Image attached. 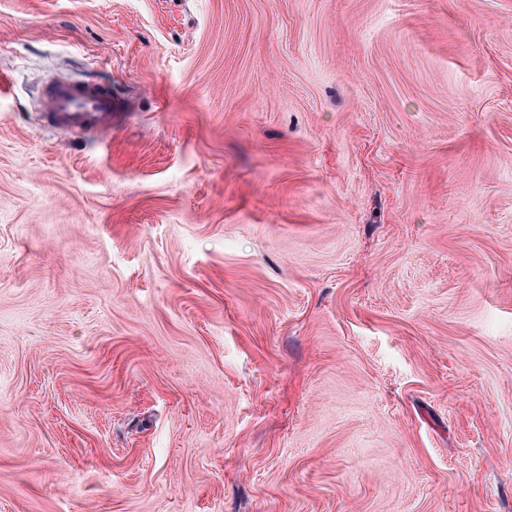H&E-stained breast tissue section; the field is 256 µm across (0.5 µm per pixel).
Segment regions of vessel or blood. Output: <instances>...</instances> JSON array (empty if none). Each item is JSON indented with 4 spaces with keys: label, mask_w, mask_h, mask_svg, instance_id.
<instances>
[{
    "label": "vessel or blood",
    "mask_w": 512,
    "mask_h": 512,
    "mask_svg": "<svg viewBox=\"0 0 512 512\" xmlns=\"http://www.w3.org/2000/svg\"><path fill=\"white\" fill-rule=\"evenodd\" d=\"M41 105L52 124L71 132L104 126L126 110L111 93L65 79L46 83Z\"/></svg>",
    "instance_id": "1"
}]
</instances>
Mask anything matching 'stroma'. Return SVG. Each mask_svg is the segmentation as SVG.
Masks as SVG:
<instances>
[{"mask_svg": "<svg viewBox=\"0 0 512 512\" xmlns=\"http://www.w3.org/2000/svg\"><path fill=\"white\" fill-rule=\"evenodd\" d=\"M0 512H512V0H0ZM41 105L52 124L71 132L112 124V119L119 117L127 108L108 91L65 79L46 83Z\"/></svg>", "mask_w": 512, "mask_h": 512, "instance_id": "35a3bbf8", "label": "stroma"}]
</instances>
